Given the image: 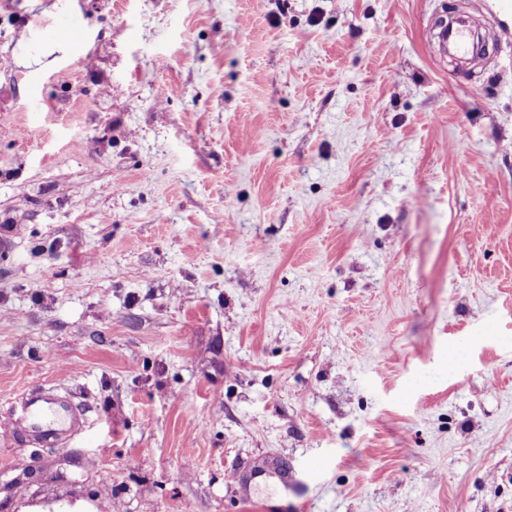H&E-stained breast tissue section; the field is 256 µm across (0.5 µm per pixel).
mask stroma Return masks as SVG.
Here are the masks:
<instances>
[{"label": "stroma", "mask_w": 512, "mask_h": 512, "mask_svg": "<svg viewBox=\"0 0 512 512\" xmlns=\"http://www.w3.org/2000/svg\"><path fill=\"white\" fill-rule=\"evenodd\" d=\"M462 10L465 71L434 38ZM505 25L0 0V512H265L230 479L259 455L323 465L299 512H512ZM34 386L85 411L68 444L16 435Z\"/></svg>", "instance_id": "obj_1"}]
</instances>
